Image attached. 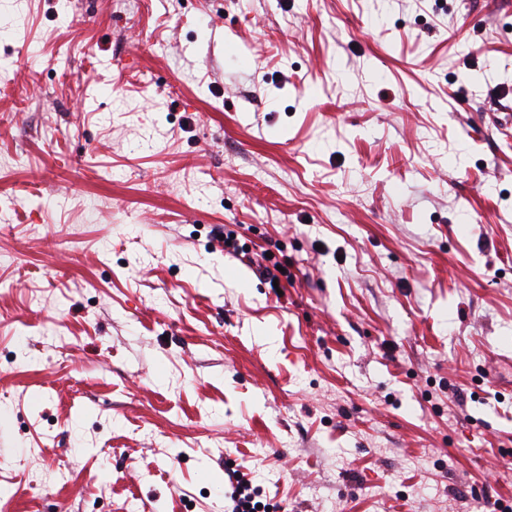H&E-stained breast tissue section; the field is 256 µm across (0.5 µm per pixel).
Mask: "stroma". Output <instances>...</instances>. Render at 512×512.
<instances>
[{
    "mask_svg": "<svg viewBox=\"0 0 512 512\" xmlns=\"http://www.w3.org/2000/svg\"><path fill=\"white\" fill-rule=\"evenodd\" d=\"M1 254L0 512H512V0H0ZM237 485L232 494V510L231 512H255V505L252 504V495L250 492V483L246 478V474L238 473Z\"/></svg>",
    "mask_w": 512,
    "mask_h": 512,
    "instance_id": "35a3bbf8",
    "label": "stroma"
}]
</instances>
